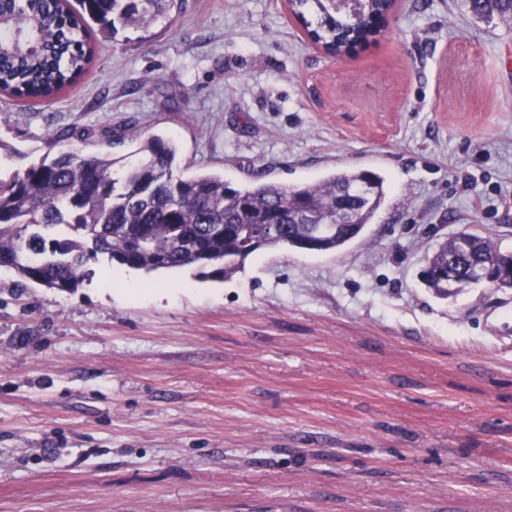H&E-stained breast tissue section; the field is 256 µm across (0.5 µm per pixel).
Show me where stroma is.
Instances as JSON below:
<instances>
[{
    "label": "stroma",
    "mask_w": 512,
    "mask_h": 512,
    "mask_svg": "<svg viewBox=\"0 0 512 512\" xmlns=\"http://www.w3.org/2000/svg\"><path fill=\"white\" fill-rule=\"evenodd\" d=\"M91 39L53 100L0 94V175L162 135L235 185L364 169L389 198L342 249L221 282L0 270V512H512V289L420 279L462 230L512 251V24L400 0L335 59L286 0H182Z\"/></svg>",
    "instance_id": "1"
}]
</instances>
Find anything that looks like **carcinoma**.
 Here are the masks:
<instances>
[{
    "mask_svg": "<svg viewBox=\"0 0 512 512\" xmlns=\"http://www.w3.org/2000/svg\"><path fill=\"white\" fill-rule=\"evenodd\" d=\"M0 0V92L45 100L71 86L93 55L88 29L117 36L165 22L181 0ZM291 9L329 53H347L378 29L389 0H369L357 26L336 18L326 0H290ZM479 18L512 22V0H463ZM172 139L139 143V159L119 179L114 159L69 148L0 177V268L24 282L71 292L84 266L100 255L133 269L195 266L222 281L267 248L333 252L360 238L387 201L383 177L333 172L316 183L254 182L233 186L224 173L181 169ZM496 259L512 265L488 237L468 233L438 244L427 257L436 294L450 286L437 273L454 266L457 285Z\"/></svg>",
    "mask_w": 512,
    "mask_h": 512,
    "instance_id": "1",
    "label": "carcinoma"
}]
</instances>
